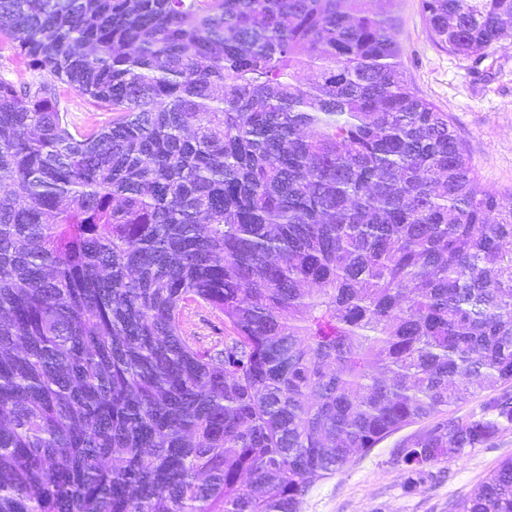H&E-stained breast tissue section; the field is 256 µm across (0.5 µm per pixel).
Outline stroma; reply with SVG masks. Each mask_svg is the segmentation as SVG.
I'll return each mask as SVG.
<instances>
[{"label": "stroma", "mask_w": 512, "mask_h": 512, "mask_svg": "<svg viewBox=\"0 0 512 512\" xmlns=\"http://www.w3.org/2000/svg\"><path fill=\"white\" fill-rule=\"evenodd\" d=\"M392 10V33L409 85L447 112L481 187L512 190V40L491 48L477 64L435 44L420 0H394ZM186 328L197 347L209 349L224 341V316L208 305L192 307ZM414 432L405 427L334 476L316 480L300 512H450L452 504L512 458L509 429L486 445L448 454L434 467L432 479L409 492L394 449Z\"/></svg>", "instance_id": "35a3bbf8"}]
</instances>
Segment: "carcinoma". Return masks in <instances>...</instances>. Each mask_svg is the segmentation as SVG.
I'll return each instance as SVG.
<instances>
[{"label": "carcinoma", "mask_w": 512, "mask_h": 512, "mask_svg": "<svg viewBox=\"0 0 512 512\" xmlns=\"http://www.w3.org/2000/svg\"><path fill=\"white\" fill-rule=\"evenodd\" d=\"M373 2L0 0L39 75L0 79V512H299L406 426L408 490L512 428V192ZM421 8L474 60L512 30ZM454 512H512V459ZM186 329L197 347L209 349L224 344V315L208 305H192Z\"/></svg>", "instance_id": "carcinoma-1"}]
</instances>
